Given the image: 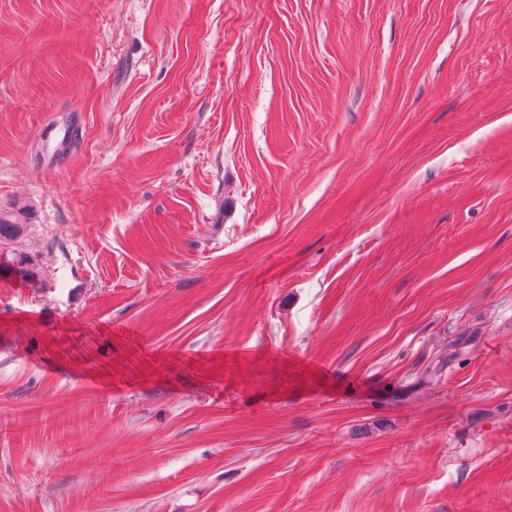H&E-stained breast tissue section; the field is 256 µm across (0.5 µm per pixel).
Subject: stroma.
<instances>
[{
    "instance_id": "stroma-1",
    "label": "stroma",
    "mask_w": 512,
    "mask_h": 512,
    "mask_svg": "<svg viewBox=\"0 0 512 512\" xmlns=\"http://www.w3.org/2000/svg\"><path fill=\"white\" fill-rule=\"evenodd\" d=\"M1 210L0 512H512V0H0ZM21 215L0 212V241L4 239L18 240L24 236L27 224L20 220Z\"/></svg>"
}]
</instances>
